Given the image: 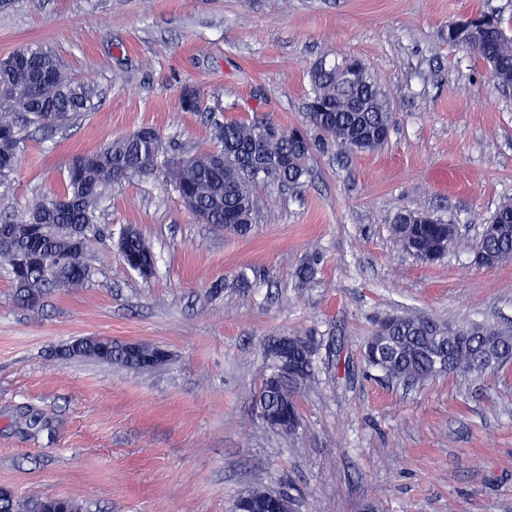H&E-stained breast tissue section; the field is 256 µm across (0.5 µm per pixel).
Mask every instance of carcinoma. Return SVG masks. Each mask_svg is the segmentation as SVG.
Wrapping results in <instances>:
<instances>
[{
  "label": "carcinoma",
  "instance_id": "carcinoma-1",
  "mask_svg": "<svg viewBox=\"0 0 512 512\" xmlns=\"http://www.w3.org/2000/svg\"><path fill=\"white\" fill-rule=\"evenodd\" d=\"M448 42L458 43L495 65L494 81L501 87L512 85V39L505 36L501 20L483 13L474 15L462 30L448 28ZM23 55L19 64L0 68V184L8 183L25 136L32 128L62 129L95 108L96 87L73 78L51 50L30 44L12 52ZM311 92L307 103V123L317 132L312 140L305 130L284 131L259 119H219L211 115L219 147L191 157L170 154L154 129H139L93 151L73 156L62 189L37 198L20 210L0 217V233L7 240L0 250V268H12L39 247L53 253L56 267L31 266L28 287L16 291L17 301L37 309L50 290L73 291L85 287L91 270L85 262L88 243L102 230L95 214L112 185L132 176L160 171L163 181L182 198L194 202L193 214L203 224L223 227L238 236L251 233L252 225L232 223L240 210L259 215L257 183L280 190L296 187L306 173V160L315 145L333 144L343 151H373L387 140L393 126V112L376 74L364 63L345 58L329 65L323 61L310 71ZM181 105L187 112H209L193 91L183 94ZM67 199L66 204L59 199ZM499 225L494 236H480L472 247L475 255H485L492 265L512 262V202L501 204L486 220ZM43 225V234L34 241L31 226ZM444 221L423 223L420 237L445 256L457 237L442 233ZM127 242L122 257L129 267L138 262L156 267L152 245L138 232L126 227L121 232ZM319 258L301 264L295 274L300 288L316 283ZM292 357L307 367L302 381H315L314 352L304 339L294 337ZM512 359V327L495 323L450 326L420 314L386 315L379 318L378 330L361 346L365 364L387 375L420 383L439 374L467 376L498 370L490 363L501 352ZM254 403L255 416L266 427L285 434L300 426V387L276 383L277 365L271 355ZM104 362L130 372L146 369L139 356L130 353L123 341H112ZM47 497L25 503L16 500L8 488H0V512H46Z\"/></svg>",
  "mask_w": 512,
  "mask_h": 512
}]
</instances>
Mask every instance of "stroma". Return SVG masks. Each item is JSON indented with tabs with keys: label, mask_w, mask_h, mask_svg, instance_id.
I'll return each instance as SVG.
<instances>
[{
	"label": "stroma",
	"mask_w": 512,
	"mask_h": 512,
	"mask_svg": "<svg viewBox=\"0 0 512 512\" xmlns=\"http://www.w3.org/2000/svg\"><path fill=\"white\" fill-rule=\"evenodd\" d=\"M512 0H9L0 58L38 43L101 93L66 130L33 133L0 211L59 190L70 158L144 127L165 144L216 148L206 113L306 125L309 72L354 56L394 114L377 150L313 147L301 185L280 193L249 236L198 223L158 174L112 186L89 284L20 305L0 270V487L18 501L55 496L86 512H233L269 486L297 512H512V364L478 377L404 386L365 365L379 315L452 325L512 321V265L483 269L450 247L424 264L396 243L411 210L473 242L512 200V92L448 42L450 24ZM151 242L143 279L114 235ZM319 256L317 281L293 273ZM82 336L155 344L171 358L127 372L58 350ZM300 336L317 378L289 436L253 414L264 345Z\"/></svg>",
	"instance_id": "35a3bbf8"
}]
</instances>
